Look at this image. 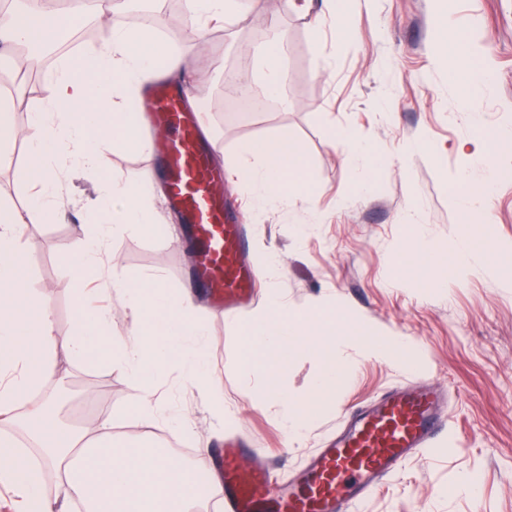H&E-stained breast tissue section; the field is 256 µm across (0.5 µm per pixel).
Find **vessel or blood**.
<instances>
[{"label": "vessel or blood", "instance_id": "1", "mask_svg": "<svg viewBox=\"0 0 512 512\" xmlns=\"http://www.w3.org/2000/svg\"><path fill=\"white\" fill-rule=\"evenodd\" d=\"M149 107L162 137L167 198L192 230L195 279L216 311L232 313L257 299L258 278L248 264V240L225 206L224 173L211 166L199 138L198 113L182 91L164 82L151 89ZM448 392L429 380L380 396L354 410L289 480L279 484L269 464L252 461L242 439L225 438L220 452L225 512H362L372 489L402 463L433 447L446 430Z\"/></svg>", "mask_w": 512, "mask_h": 512}]
</instances>
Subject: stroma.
Wrapping results in <instances>:
<instances>
[{
    "label": "stroma",
    "mask_w": 512,
    "mask_h": 512,
    "mask_svg": "<svg viewBox=\"0 0 512 512\" xmlns=\"http://www.w3.org/2000/svg\"><path fill=\"white\" fill-rule=\"evenodd\" d=\"M451 15L471 61L489 64L494 81L479 92L478 118L455 114L457 99L470 87L448 72L442 19ZM321 19L314 28L313 19ZM288 35L281 98L261 112L243 108L239 92L224 82L226 70L252 77L251 47L272 30ZM204 55L211 80L194 91L191 106L209 115L214 148L211 159L229 168L241 142L288 132L306 154L308 177L317 188V205L268 204L254 191L227 179L225 194L239 211L249 238V257L273 253L282 274L274 286L289 307L305 310L316 299H330L374 333L400 336L411 350L401 360L368 358L353 343L342 356L354 371L340 383L305 435L289 440L283 410L261 399L262 383L239 368L240 336L250 309L227 316L213 312L193 282V260L180 214L165 198V183L152 155L109 149L111 174L152 185L160 198L166 231L155 226L131 231L109 248L88 284L103 288L101 304L112 311V329L128 328L116 282L156 275L168 287L191 297L208 323L206 344L214 374L224 386L226 421L217 425L199 396L169 371L163 391L167 402L192 420L189 436L167 437L164 422L145 426L134 419L117 422L113 432L126 442L150 439L179 449L196 464L199 446L216 448L222 433L250 440L260 461L289 475L356 405L406 380L412 368L428 370L452 391L448 409L452 435L424 455L408 460L368 502L365 512H512V179L496 188L488 214L462 222L454 183L466 174L473 183L487 176L483 161L462 152L476 127L488 132L512 129V0H348L338 11L333 0H244L237 14L208 36ZM344 129L368 144L380 160L363 171L365 191L353 189L354 172L333 144ZM26 143L17 140L0 160V199L25 213L19 242L29 267V285L52 310L54 333L71 332L75 298L82 289L61 257L93 229L83 209L95 192V178L76 175L66 185L70 219L44 222L28 209L24 186ZM489 222L491 232L475 255L480 272L448 274L444 287L423 288L402 280L397 260L419 234L453 251L475 226ZM57 382L74 385L62 414L94 429L96 418L82 415L88 401L110 416L130 404L141 383L108 364L74 360L58 352ZM475 475L477 495L457 488L461 476Z\"/></svg>",
    "instance_id": "35a3bbf8"
}]
</instances>
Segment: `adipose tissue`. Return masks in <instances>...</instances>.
<instances>
[{"mask_svg": "<svg viewBox=\"0 0 512 512\" xmlns=\"http://www.w3.org/2000/svg\"><path fill=\"white\" fill-rule=\"evenodd\" d=\"M235 0H188L191 40L203 47L208 31L222 25ZM123 0H70L61 6L29 12L14 6L0 12V69L8 67L19 48L33 51L51 45L58 35L86 18L99 23L97 48L67 61L60 73L44 78L39 103L18 111L16 99L0 97V153L8 151L18 135L27 139L29 208L51 221L66 220L63 198L70 175L98 174L94 219L96 233L64 256L77 279L99 271L109 257V236L136 224L156 221L153 188L120 178L104 179L109 146L123 145L140 153L150 145L139 133L136 106L144 85L166 76L184 78L182 49L160 44L152 30L112 25ZM286 36L272 29L258 52L261 81L268 96L281 92L282 55ZM503 133H479L474 149L488 163L483 183L459 178L455 193L463 214L487 210L503 169L493 163ZM235 167L240 181L258 187L271 202L313 204L314 189L306 183L307 160L300 143L287 132L240 145ZM24 216L0 204V481L9 483L21 499L23 512H69L72 502L88 512H193L196 505L217 502L222 487L211 477L190 482L191 467L175 452L146 444L128 445L112 437V420L95 433L63 425L49 403L32 404L34 395L47 391L54 375L57 351L80 361L98 360L144 381L122 419L164 420L169 435L189 432L184 413L154 398L153 387L171 369L202 397L209 414L224 418V392L214 380L203 341L206 325L191 301L171 292L159 278L147 277L134 287L114 283L131 318L122 337L108 331L110 316L90 313L84 304L74 308L70 335L52 333V315L45 298L28 286L26 267L16 249ZM476 239H467L452 255L415 238L400 257L405 279L421 278L429 288L444 284L446 268L472 271ZM53 472L60 491L49 498L43 470Z\"/></svg>", "mask_w": 512, "mask_h": 512, "instance_id": "ef3b65f1", "label": "adipose tissue"}]
</instances>
